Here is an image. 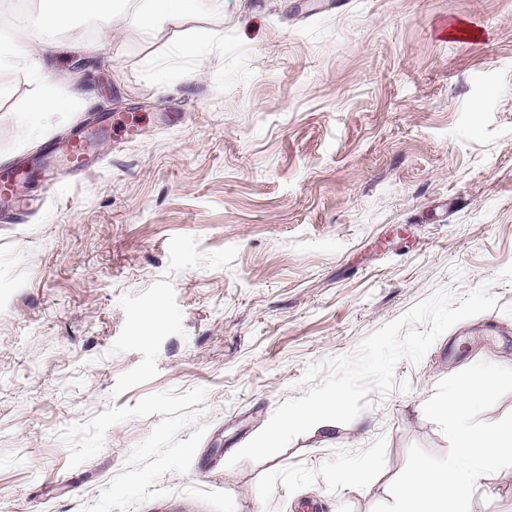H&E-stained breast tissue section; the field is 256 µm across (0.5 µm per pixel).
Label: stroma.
Returning a JSON list of instances; mask_svg holds the SVG:
<instances>
[{"instance_id": "stroma-1", "label": "stroma", "mask_w": 512, "mask_h": 512, "mask_svg": "<svg viewBox=\"0 0 512 512\" xmlns=\"http://www.w3.org/2000/svg\"><path fill=\"white\" fill-rule=\"evenodd\" d=\"M136 2L0 69V160L112 118L99 165L0 223V512H372L411 445L447 453L437 385L512 368V0H224L153 31ZM46 86L66 105L27 112ZM485 282L496 309L354 421L227 467L310 365ZM470 512H512L511 468Z\"/></svg>"}]
</instances>
